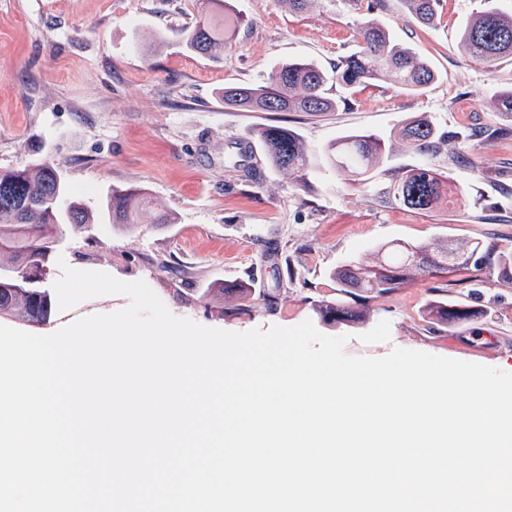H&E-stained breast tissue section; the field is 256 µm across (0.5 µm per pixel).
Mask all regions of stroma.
<instances>
[{
    "label": "stroma",
    "instance_id": "1",
    "mask_svg": "<svg viewBox=\"0 0 512 512\" xmlns=\"http://www.w3.org/2000/svg\"><path fill=\"white\" fill-rule=\"evenodd\" d=\"M228 2L239 26L223 51L200 56L183 45L197 0H0V168L49 157L72 199L92 210L112 190L139 187L173 218L63 225L51 274L64 262L144 281L173 315L206 327L246 332L309 320L323 334L346 336L350 356L404 348L512 372V286L493 265L436 273L368 299L360 324H328L314 309L315 300L335 296L338 265L385 244L449 238L512 253V116L492 103L496 90L512 86V57L489 70L459 41L483 0H441L431 27L409 21L400 0H313L301 13L285 0ZM366 15L432 64L437 78L423 94L383 80L357 88L334 112L225 108V85L262 83L280 62L306 59L331 71L358 51L356 24ZM422 113L439 132L466 136L434 160L451 186L467 189L465 208L409 210L323 165L326 146L351 132L384 137L392 169L419 165L391 133ZM266 125L299 133L317 163L308 188L267 166L248 184L225 171L229 143L262 158L256 133ZM247 280L248 299L225 296L224 285ZM433 301L484 314L447 327L426 318ZM128 304L104 295L52 309L38 325L6 315L0 325L47 335Z\"/></svg>",
    "mask_w": 512,
    "mask_h": 512
}]
</instances>
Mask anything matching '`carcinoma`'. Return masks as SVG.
Returning a JSON list of instances; mask_svg holds the SVG:
<instances>
[{
	"label": "carcinoma",
	"instance_id": "cac0c4a2",
	"mask_svg": "<svg viewBox=\"0 0 512 512\" xmlns=\"http://www.w3.org/2000/svg\"><path fill=\"white\" fill-rule=\"evenodd\" d=\"M201 10L185 47L192 53L211 56L224 49L228 17L225 0H198ZM412 22L429 26L435 17L437 0H401ZM488 7L468 19L461 29L460 43L473 60L493 69L498 61L512 57V13L507 14L486 0ZM360 50L338 63L327 76L312 61L292 60L275 67L266 81L258 85L224 87V107L247 112H333L349 101L359 86L371 85L392 76L407 93L421 94L434 81L431 64L413 48L397 41L375 18L358 22ZM332 81L341 90L337 97L325 93ZM494 107L512 114V87L495 92ZM270 167L285 172L305 187L308 172L315 164L300 135L293 129L270 125L258 132ZM395 137L422 158L420 165L390 174L380 194L388 200L416 211L429 212L443 203L464 204L463 189L448 191V179L431 164L432 158L448 142L437 134L432 120L417 116L402 121ZM327 163L356 177L367 185L375 181L378 167L387 163L385 141L376 134L349 133L331 143L325 151ZM224 167L242 177L252 176L251 154L238 142L224 153ZM113 224H136L143 216L153 224H171L170 215L147 208L141 188L114 190L104 206ZM93 215L82 203L69 198L67 185L57 165L41 158L23 168L0 169V254L11 255L13 265H0V314L11 313L28 322H44L51 313L50 293L46 288L47 263L56 243V232L63 224H90ZM480 263L498 264L503 280L512 284V256L481 250L452 240L413 244L398 242L377 250L369 261L348 259L336 267V297L315 304L321 318L331 323L361 320L366 311L353 303L360 295L384 296L410 287L421 276L434 272H461ZM427 313L431 320L449 326L469 321L478 315L459 304L434 302Z\"/></svg>",
	"mask_w": 512,
	"mask_h": 512
}]
</instances>
